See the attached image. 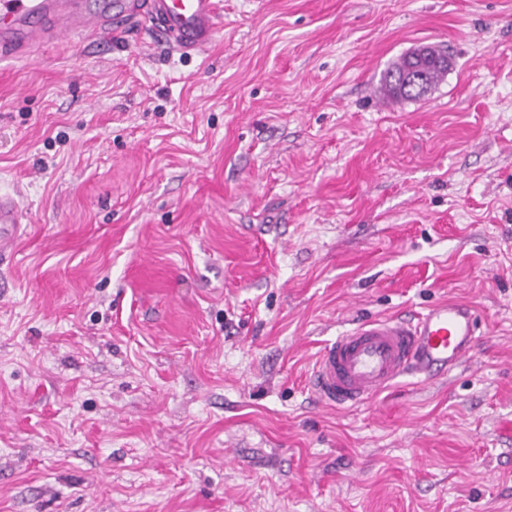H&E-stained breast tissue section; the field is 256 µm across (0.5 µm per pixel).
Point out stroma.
<instances>
[{
    "instance_id": "1",
    "label": "stroma",
    "mask_w": 512,
    "mask_h": 512,
    "mask_svg": "<svg viewBox=\"0 0 512 512\" xmlns=\"http://www.w3.org/2000/svg\"><path fill=\"white\" fill-rule=\"evenodd\" d=\"M222 9L203 58L0 59V512H512V0ZM448 299L474 363L318 403L339 332ZM430 47L429 57H425L430 62H427L421 71L423 89L415 91L408 90L405 87V75L411 65L409 57L414 54L408 52L402 55L382 75L380 89L387 97L398 100L420 99L431 92L444 79L448 73V55L440 48ZM438 60H442L443 63L439 64ZM24 220L25 214L17 201L0 194V258L12 247Z\"/></svg>"
}]
</instances>
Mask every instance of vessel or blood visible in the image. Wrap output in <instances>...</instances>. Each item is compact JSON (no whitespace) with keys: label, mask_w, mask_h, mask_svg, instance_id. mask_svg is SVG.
<instances>
[{"label":"vessel or blood","mask_w":512,"mask_h":512,"mask_svg":"<svg viewBox=\"0 0 512 512\" xmlns=\"http://www.w3.org/2000/svg\"><path fill=\"white\" fill-rule=\"evenodd\" d=\"M139 24L170 51L202 56L222 28L218 0H0V57L71 34L108 35ZM25 214L0 194V258ZM482 332L474 305L438 302L411 319H375L343 330L321 350L312 379L326 406L354 409L397 379L426 381L474 361Z\"/></svg>","instance_id":"vessel-or-blood-1"}]
</instances>
